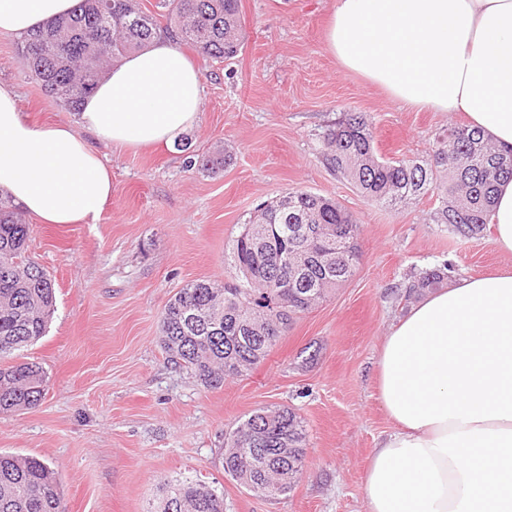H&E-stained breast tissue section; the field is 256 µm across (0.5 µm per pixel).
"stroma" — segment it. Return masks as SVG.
Segmentation results:
<instances>
[{
    "label": "stroma",
    "mask_w": 512,
    "mask_h": 512,
    "mask_svg": "<svg viewBox=\"0 0 512 512\" xmlns=\"http://www.w3.org/2000/svg\"><path fill=\"white\" fill-rule=\"evenodd\" d=\"M332 0H241L237 56L198 58L203 110L180 145L97 143L112 200L88 224L27 217V256L55 283L46 335L24 349L46 376L32 410L0 413V450L49 461L67 512H145L160 479L192 475L223 488L226 512H364L363 479L392 424L375 389L389 326L412 306L407 284L442 263L449 281L512 266L492 231L474 237L426 223L431 197L391 209L362 197L322 159V135L366 112L381 157L425 156L465 113L407 107L323 50ZM17 38L0 35V84L29 120L78 124L29 77ZM226 149L220 176L188 154ZM292 190L335 198L356 219L353 276L297 317L246 376L204 386L169 361L160 315L186 284L231 281L229 247L261 203ZM289 407L306 429L303 474L290 493L253 495L224 473V435L261 408Z\"/></svg>",
    "instance_id": "35a3bbf8"
}]
</instances>
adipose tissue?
<instances>
[{
    "mask_svg": "<svg viewBox=\"0 0 512 512\" xmlns=\"http://www.w3.org/2000/svg\"><path fill=\"white\" fill-rule=\"evenodd\" d=\"M74 0H0V33L22 34ZM324 50L404 104L463 112L512 148V0H334ZM202 74L171 39L113 65L78 125H38L0 85V189L46 224L97 219L112 170L95 142L170 145L196 124ZM489 224L512 253V179ZM394 424L370 458L365 512H512V268L419 299L389 328L376 375Z\"/></svg>",
    "mask_w": 512,
    "mask_h": 512,
    "instance_id": "adipose-tissue-1",
    "label": "adipose tissue"
}]
</instances>
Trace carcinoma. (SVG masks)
I'll return each mask as SVG.
<instances>
[{
  "mask_svg": "<svg viewBox=\"0 0 512 512\" xmlns=\"http://www.w3.org/2000/svg\"><path fill=\"white\" fill-rule=\"evenodd\" d=\"M240 0H159L174 25L140 8L138 0H76L70 13L19 38L17 52L46 95L79 112L105 71L162 34L203 57L230 60L243 39ZM326 165L367 200L390 207L429 194L438 205L427 223L473 237L486 230L500 181L512 179V150L496 147L469 125L448 127L417 159H383L373 117L345 112L323 135ZM228 155L208 156L201 170L221 174ZM321 230L304 238L297 229ZM28 236L11 197L0 193V361L45 336L55 312L52 279L23 256ZM358 225L337 201L291 191L260 207L229 249L236 284L196 280L177 292L161 314V341L175 363L204 385L219 388L263 360L294 319L353 275L359 260ZM448 264L424 273L412 290L433 288ZM39 364L0 365V412L37 407L44 397ZM305 428L288 407L264 408L224 436V473L264 497L288 494L305 461ZM0 512H65L56 473L35 457L0 452ZM149 512H224V491L190 475L163 481V497Z\"/></svg>",
  "mask_w": 512,
  "mask_h": 512,
  "instance_id": "1",
  "label": "carcinoma"
}]
</instances>
